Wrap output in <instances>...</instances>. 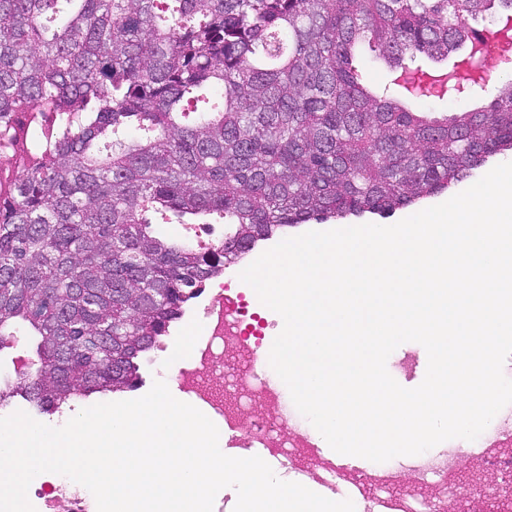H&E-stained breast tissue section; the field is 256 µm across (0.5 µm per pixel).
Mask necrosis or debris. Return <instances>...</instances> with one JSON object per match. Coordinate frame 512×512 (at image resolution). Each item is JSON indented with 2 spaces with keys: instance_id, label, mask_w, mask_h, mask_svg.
Listing matches in <instances>:
<instances>
[{
  "instance_id": "obj_1",
  "label": "necrosis or debris",
  "mask_w": 512,
  "mask_h": 512,
  "mask_svg": "<svg viewBox=\"0 0 512 512\" xmlns=\"http://www.w3.org/2000/svg\"><path fill=\"white\" fill-rule=\"evenodd\" d=\"M199 313L205 325L196 338L198 364H185L178 373V386L187 396L224 419L246 442L264 445L269 454L302 464L308 474L333 469L334 464L318 459L316 450L291 431L287 416L277 410L278 393L269 385L256 384L257 354L264 345L265 324L256 303L246 293L224 281L199 294ZM235 342L243 361L232 381H225L227 364L224 347ZM456 460L434 458L420 472L435 490L433 496L400 500L402 512H466L463 498L449 499L448 487L458 479ZM34 495L40 512H94L95 502L79 484L58 480L36 481Z\"/></svg>"
}]
</instances>
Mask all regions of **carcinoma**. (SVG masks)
Segmentation results:
<instances>
[{"mask_svg": "<svg viewBox=\"0 0 512 512\" xmlns=\"http://www.w3.org/2000/svg\"><path fill=\"white\" fill-rule=\"evenodd\" d=\"M512 0H0V352L40 412L136 389L203 284L294 224L391 214L512 151V79L420 115L408 62L448 59ZM368 44L395 75L353 64ZM216 215L207 246L154 227Z\"/></svg>", "mask_w": 512, "mask_h": 512, "instance_id": "carcinoma-1", "label": "carcinoma"}]
</instances>
